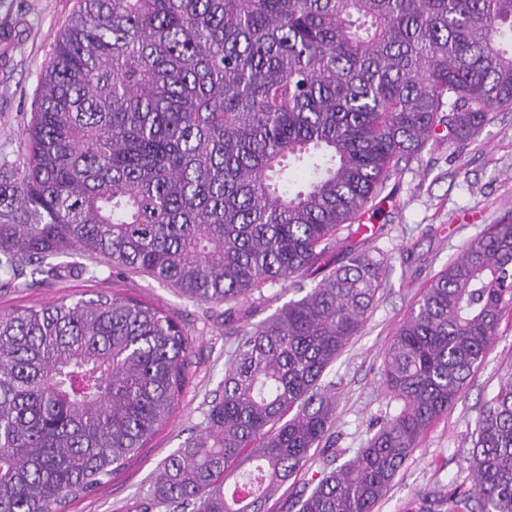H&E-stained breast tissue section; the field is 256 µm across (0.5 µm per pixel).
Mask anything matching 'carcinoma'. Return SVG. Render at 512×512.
<instances>
[{"mask_svg": "<svg viewBox=\"0 0 512 512\" xmlns=\"http://www.w3.org/2000/svg\"><path fill=\"white\" fill-rule=\"evenodd\" d=\"M505 110L512 0H79L19 155L0 162V271L29 287L85 259L226 305L222 391L160 468L156 502L264 512L317 452L323 468L290 509L374 512L512 312V222L430 279L382 364L400 410L339 466L321 381L368 322L388 254L341 261L338 233L399 163ZM286 282L299 299L241 325L244 299ZM193 346L130 296L0 313V512H63L108 483L172 415ZM466 463L471 488L452 480L407 512H512V374Z\"/></svg>", "mask_w": 512, "mask_h": 512, "instance_id": "cac0c4a2", "label": "carcinoma"}]
</instances>
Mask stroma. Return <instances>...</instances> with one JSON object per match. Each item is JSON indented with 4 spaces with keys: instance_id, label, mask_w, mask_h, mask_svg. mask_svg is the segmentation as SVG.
Returning <instances> with one entry per match:
<instances>
[{
    "instance_id": "obj_1",
    "label": "stroma",
    "mask_w": 512,
    "mask_h": 512,
    "mask_svg": "<svg viewBox=\"0 0 512 512\" xmlns=\"http://www.w3.org/2000/svg\"><path fill=\"white\" fill-rule=\"evenodd\" d=\"M76 5L77 0H0V160L16 158L39 75ZM392 182L394 196L383 201L367 232L352 233L336 249L341 256L375 246L390 257L363 334L323 378L336 400V445L352 451L400 410L380 385L382 362L427 280L489 225L512 221V112L494 113L464 145L428 143L414 159L400 164ZM97 291L146 300L185 324L196 339L190 357L192 383L147 448L96 495L71 501L65 512H177L154 502L149 490L163 461L201 430L209 403L222 389L224 363L232 348L224 334V308L188 299L149 277L101 265L34 288L0 273V313L64 298H89ZM295 297L285 284L263 287L244 301V321L257 324ZM511 375L509 314L466 392L409 457L375 512H405L411 501L452 480L471 486L465 459L475 419L485 400Z\"/></svg>"
}]
</instances>
